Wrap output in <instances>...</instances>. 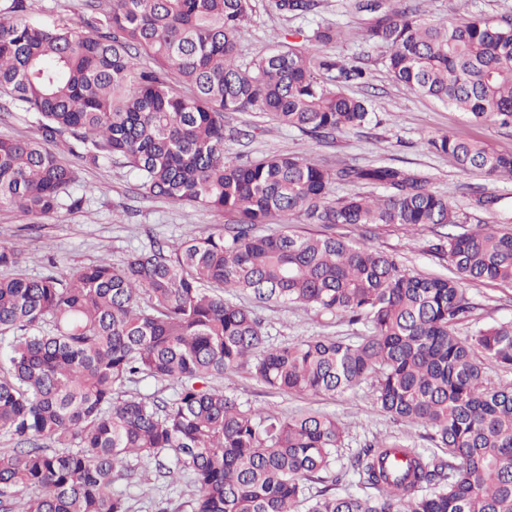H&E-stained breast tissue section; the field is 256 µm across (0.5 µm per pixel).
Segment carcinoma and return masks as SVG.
Instances as JSON below:
<instances>
[{
  "mask_svg": "<svg viewBox=\"0 0 512 512\" xmlns=\"http://www.w3.org/2000/svg\"><path fill=\"white\" fill-rule=\"evenodd\" d=\"M88 32L26 20L31 0H0V111L36 116L40 138H0V206L41 220L78 211L76 171L45 144L94 164L121 160L137 193L232 214L225 233L156 242L120 266L106 259L64 274L13 273L0 245V512H131L114 489L131 459L174 482L188 477L191 512H512V383L482 361L512 366V322L462 339L464 281L512 285V232L477 228L434 245L448 277L409 275L397 260L332 234L283 229L274 217L333 228L466 223L429 180L393 165L324 168L295 155L224 157V113L258 111L316 140L364 126L366 100L342 86L364 70L322 50L331 23L284 33L267 56L239 61L254 0H85ZM353 0L375 14L363 39L411 91L475 122L512 126V19L430 21L417 0ZM283 16L320 0H271ZM299 36L306 45L288 40ZM335 82L329 87L327 80ZM464 171L512 180V154L444 133L428 139ZM335 182L378 195L327 200ZM304 306L366 333L268 343L248 307L224 291ZM249 366L281 393L336 396L371 381L377 410L429 431L444 456L377 441L351 462L372 494L312 497L342 427L308 409L288 416L243 406L211 380ZM172 398L123 397L144 379Z\"/></svg>",
  "mask_w": 512,
  "mask_h": 512,
  "instance_id": "carcinoma-1",
  "label": "carcinoma"
}]
</instances>
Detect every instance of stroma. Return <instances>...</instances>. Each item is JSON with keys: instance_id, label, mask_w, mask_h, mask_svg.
<instances>
[{"instance_id": "1", "label": "stroma", "mask_w": 512, "mask_h": 512, "mask_svg": "<svg viewBox=\"0 0 512 512\" xmlns=\"http://www.w3.org/2000/svg\"><path fill=\"white\" fill-rule=\"evenodd\" d=\"M345 4L346 0H323L316 15L287 18L272 10L270 0H256L255 9L239 34L240 59L246 63L258 60L277 44L284 31L309 30L320 23L336 24L344 36L328 45L327 50L365 69V84H349L345 90L368 100L372 110L369 123L335 133L318 143L262 113L230 112L224 118L226 158L258 160L288 153L330 168L376 163L406 167L426 175L434 191L460 208L468 218V229H475L480 222L500 228L503 218L512 215V182H490L480 173L460 170L448 156L433 153L427 138L447 131L512 154V128L474 122L395 83L384 63L386 48L362 40L372 15L348 12ZM421 7L425 17L432 20L512 18V0H423ZM83 12V0H32L28 19L45 27L63 22L76 25ZM74 166L78 171L74 191L85 198L81 210H59L38 228L30 229L26 217L18 210L0 207V245L19 246L18 270L23 274L42 275L52 263L58 270L68 272L102 257L119 265L130 251L149 246L152 239L174 244L192 235L219 232L234 222L229 214L140 198L134 190L138 175L123 163L95 165L78 160ZM481 193L496 196V204L487 210L475 207L472 200ZM335 232L395 256L409 273L441 277L450 273L447 260L428 249L430 242L446 235V227L340 224ZM462 289L473 309L457 327L460 337L470 336L481 327L512 322V286L483 281L464 283ZM233 300L255 307L273 345L314 336L354 341L365 332L363 325L324 317L306 307H257L243 293L234 294ZM217 383L247 406L275 409L288 415L311 408L339 421L343 437L334 453L333 468L323 482L310 483L308 493L312 496L326 486L340 495L361 493L349 463L354 454L374 441L386 438L430 454L435 451L423 427L393 421L375 409L372 386L367 382L336 397L285 394L258 382L243 367L225 373ZM116 487L130 497L132 512H153L156 501L162 498L167 499L170 512H190L192 491L186 481L167 486L156 481L140 484L121 480Z\"/></svg>"}]
</instances>
